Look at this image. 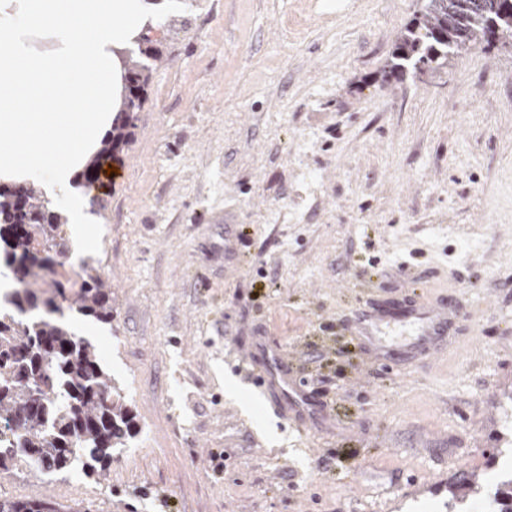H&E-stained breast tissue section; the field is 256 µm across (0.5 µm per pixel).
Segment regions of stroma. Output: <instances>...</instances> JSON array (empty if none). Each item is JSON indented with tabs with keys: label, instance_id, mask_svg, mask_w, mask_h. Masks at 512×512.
Wrapping results in <instances>:
<instances>
[{
	"label": "stroma",
	"instance_id": "35a3bbf8",
	"mask_svg": "<svg viewBox=\"0 0 512 512\" xmlns=\"http://www.w3.org/2000/svg\"><path fill=\"white\" fill-rule=\"evenodd\" d=\"M418 0H167L128 144L85 197L112 321L79 323L139 429L106 473L0 472L65 512H445L448 461L512 472V52L387 73ZM232 236L235 252L211 244ZM447 298L386 363L367 300ZM277 346L314 407L251 381ZM344 326L352 336H358L368 344L379 359L392 362L397 356L396 351L408 355L429 354L437 337L443 336L448 328V309L420 306L394 313L367 306L360 309ZM398 326L412 327L414 335L400 336L391 341L381 336L385 328Z\"/></svg>",
	"mask_w": 512,
	"mask_h": 512
}]
</instances>
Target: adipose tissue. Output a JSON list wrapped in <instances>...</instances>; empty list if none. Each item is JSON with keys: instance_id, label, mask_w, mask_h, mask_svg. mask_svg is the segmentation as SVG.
Segmentation results:
<instances>
[{"instance_id": "adipose-tissue-1", "label": "adipose tissue", "mask_w": 512, "mask_h": 512, "mask_svg": "<svg viewBox=\"0 0 512 512\" xmlns=\"http://www.w3.org/2000/svg\"><path fill=\"white\" fill-rule=\"evenodd\" d=\"M156 10L153 0H0V183L42 185L87 247L96 239L76 183L120 108L126 50ZM36 29L49 49L34 47Z\"/></svg>"}]
</instances>
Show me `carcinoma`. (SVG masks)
<instances>
[{
    "instance_id": "obj_1",
    "label": "carcinoma",
    "mask_w": 512,
    "mask_h": 512,
    "mask_svg": "<svg viewBox=\"0 0 512 512\" xmlns=\"http://www.w3.org/2000/svg\"><path fill=\"white\" fill-rule=\"evenodd\" d=\"M482 43L512 47L507 0H426L400 31L388 67L421 73ZM150 77L147 64L129 59L127 95L99 156L81 174L85 184L98 180L102 166L129 142ZM62 224L35 184L0 186V267L17 284L10 304L21 313H0V471L34 466L60 474L78 466L87 476L100 474L112 462V449L128 447L135 436L122 388L97 347L69 321L22 317L66 308L112 323V291L97 260L82 262L75 275L66 270ZM491 500L488 512H512V474ZM0 512H62V506L0 497Z\"/></svg>"
}]
</instances>
